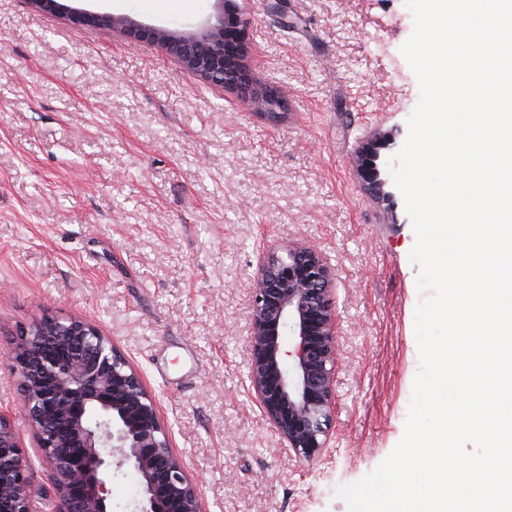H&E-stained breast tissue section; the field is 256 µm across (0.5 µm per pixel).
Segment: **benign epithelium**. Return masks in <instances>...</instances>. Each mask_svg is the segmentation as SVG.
<instances>
[{"mask_svg": "<svg viewBox=\"0 0 512 512\" xmlns=\"http://www.w3.org/2000/svg\"><path fill=\"white\" fill-rule=\"evenodd\" d=\"M78 26L110 27L134 44L157 45L202 80L240 95L279 118L281 95L252 87L249 20L241 0L219 10L199 32L182 34L128 17L79 10L64 0H29ZM366 143L355 160L366 189L390 201L380 150ZM333 274L314 247L296 242L271 251L251 291L248 377L261 413L288 451L303 460L326 448L336 404L338 328ZM291 347L285 348L284 330ZM8 357L56 490L55 512H112L108 484L127 467L141 478L137 512H202L198 481L170 446L155 399L141 375L93 322L45 315L20 332ZM30 463L9 416L0 412V512H32Z\"/></svg>", "mask_w": 512, "mask_h": 512, "instance_id": "benign-epithelium-1", "label": "benign epithelium"}]
</instances>
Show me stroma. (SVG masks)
Masks as SVG:
<instances>
[{
  "mask_svg": "<svg viewBox=\"0 0 512 512\" xmlns=\"http://www.w3.org/2000/svg\"><path fill=\"white\" fill-rule=\"evenodd\" d=\"M194 32L216 0H73ZM255 86L288 96L283 121L203 81L156 45L0 0V408L55 489L4 359L46 314L97 324L144 378L203 512H348L338 487L404 433L419 369L415 234L374 199L354 155L405 141L420 97L401 53L405 0H246ZM314 245L334 274L336 406L316 460L288 456L255 405L250 288L266 251Z\"/></svg>",
  "mask_w": 512,
  "mask_h": 512,
  "instance_id": "1",
  "label": "stroma"
}]
</instances>
